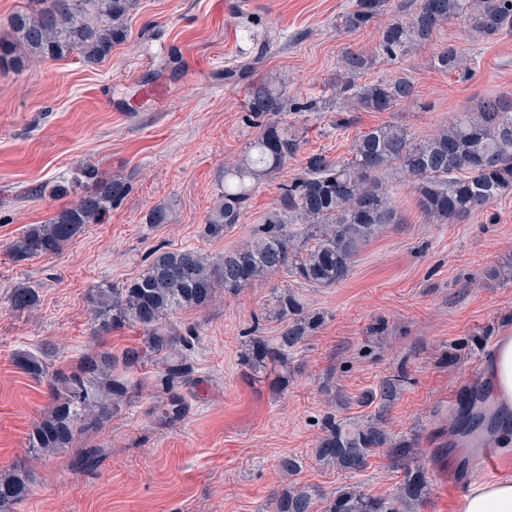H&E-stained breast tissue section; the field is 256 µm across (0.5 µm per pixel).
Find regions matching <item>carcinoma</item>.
<instances>
[{
  "label": "carcinoma",
  "mask_w": 512,
  "mask_h": 512,
  "mask_svg": "<svg viewBox=\"0 0 512 512\" xmlns=\"http://www.w3.org/2000/svg\"><path fill=\"white\" fill-rule=\"evenodd\" d=\"M137 0H29L10 21V33L0 38V71L21 72L38 59H57L77 53L87 64H97L125 40L126 22ZM389 0H354L337 25L355 33L382 15ZM405 16L387 24L379 35L378 50L369 56L345 52L336 77L339 111L348 102L366 112H386L415 99L411 76L400 72L374 83L357 85L360 74L377 58L394 60L410 47L436 38L453 19L467 22L479 37L494 39L512 34V0H417L399 5ZM469 50L448 43L435 54L439 69L456 73L468 70ZM285 97L270 81H256L248 88L250 117L261 127L242 160L224 166V185L205 228L212 236L241 223L257 186L278 173L299 154L300 140L282 119ZM86 179L95 189L82 194L71 206L56 211L44 224H32L9 245L18 262L56 253L88 224H102L127 196L130 184L122 177H98L88 165L68 184L53 192L74 193ZM414 184L417 204L435 224H447L487 209L512 190V99L488 96L470 112H461L430 137L416 141L400 125L385 124L364 132L350 156L332 160L323 153L304 158L303 171L280 184L277 212L256 226L252 237L236 248L212 258L193 248L152 249L146 268L137 278L119 287L99 283L89 290L91 315L104 330L128 324L143 328L140 343L115 357L110 352L87 355L69 374L57 373L51 382L53 404L29 433L30 448L49 458L76 447L80 436L102 428L112 412L130 401L137 389L134 370L151 358H161L157 379L160 399L151 415L162 424L186 419L190 405L184 389L197 384L195 365L186 351L198 336H187L166 322L181 309H205L218 290L235 294L253 282L280 271L299 282L332 287L348 279L353 259L385 224L398 222L392 203L398 183ZM12 308L25 311L38 303L34 288L20 284L10 295ZM279 336L255 335L243 352L244 362L256 372H277L275 385L288 382V350L300 344L321 321L309 314L295 294L277 300ZM21 370L35 379L49 375V367L28 352L17 355ZM404 376L387 378L380 396L391 402ZM496 426L488 413L486 395L474 386L459 398L453 416V433L461 441L477 442ZM315 448L316 458L352 478L367 468L371 456L386 453L393 468L402 471L391 498L365 494L347 484L326 495L318 489L291 484L276 493L264 512H316L325 500V512H416L428 495L423 454L417 438L397 437L385 426L383 412L372 419H338L329 414ZM31 491L26 469L0 471V512H10Z\"/></svg>",
  "instance_id": "carcinoma-1"
}]
</instances>
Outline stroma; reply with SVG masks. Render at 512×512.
Here are the masks:
<instances>
[{"mask_svg":"<svg viewBox=\"0 0 512 512\" xmlns=\"http://www.w3.org/2000/svg\"><path fill=\"white\" fill-rule=\"evenodd\" d=\"M400 2L390 0L369 27L345 34L336 19L352 0H139L126 40L102 62L73 53L0 72V470L25 468L33 476L16 512H262L291 483L330 494L350 482L394 496L401 473L385 454L350 480L313 456L323 418L373 417L379 403L359 398L393 375L405 381L385 410L390 432L416 436L424 448L449 447L460 393L480 383L490 348L512 332V192L484 212L433 224L411 182H402L393 196L398 223L361 250L345 282L322 288L280 272L219 294L206 309L172 314L179 332L199 337L190 353L198 379L190 413L174 425L150 415L162 364L148 362L135 374L137 397L93 436L99 455L92 464H78L73 448L35 459L27 437L50 405V381L30 377L15 361L26 351L51 370L70 372L87 353L118 354L139 343V327L99 329L89 289L138 277L158 245L215 258L246 242L278 208L279 185L301 173L302 156L345 158L361 133L384 124L421 140L486 96H512V35L484 40L455 19L431 44L359 78L366 84L407 71L416 103L357 111L350 125L337 127L342 55L372 53ZM450 42L469 47V72L435 67L436 51ZM258 52L254 70L226 78ZM256 80L284 90V118L302 134L301 156L259 185L240 224L213 238L204 227L224 165L241 159L260 132L246 104ZM309 101L316 109L302 111ZM88 164L102 177L127 178L128 197L61 251L12 260L8 246L29 225L75 202L72 194L54 196L53 186ZM160 203L169 223H147ZM21 282L39 295L25 312L9 301ZM287 290L321 322L290 351L288 385L276 390L241 354L253 331L278 335L274 300ZM507 441L490 470L461 469L477 451L451 447L445 470L428 468L429 496L418 512H451L469 485L512 480V433ZM286 457L298 459L296 474L283 473Z\"/></svg>","mask_w":512,"mask_h":512,"instance_id":"stroma-1","label":"stroma"}]
</instances>
